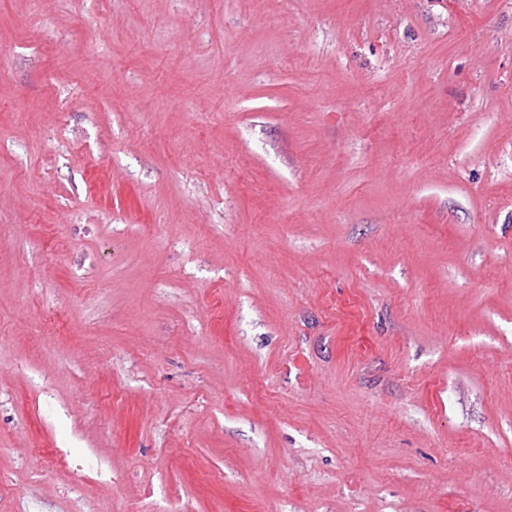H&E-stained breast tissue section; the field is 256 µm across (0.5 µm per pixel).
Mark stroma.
<instances>
[{
  "label": "stroma",
  "mask_w": 512,
  "mask_h": 512,
  "mask_svg": "<svg viewBox=\"0 0 512 512\" xmlns=\"http://www.w3.org/2000/svg\"><path fill=\"white\" fill-rule=\"evenodd\" d=\"M0 512H512V0H0Z\"/></svg>",
  "instance_id": "1"
}]
</instances>
